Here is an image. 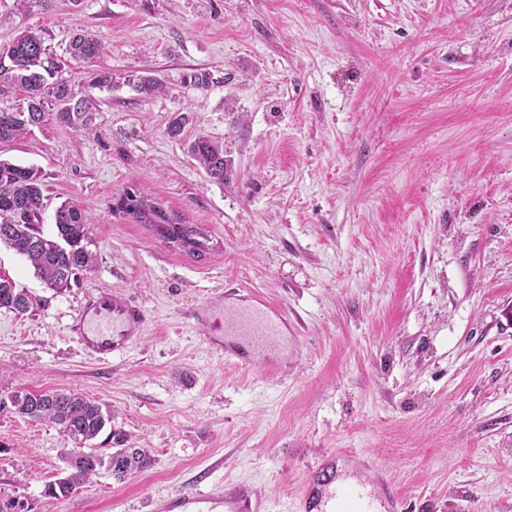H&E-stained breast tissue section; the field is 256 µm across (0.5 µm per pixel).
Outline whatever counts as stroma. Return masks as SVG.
Segmentation results:
<instances>
[{"label":"stroma","mask_w":512,"mask_h":512,"mask_svg":"<svg viewBox=\"0 0 512 512\" xmlns=\"http://www.w3.org/2000/svg\"><path fill=\"white\" fill-rule=\"evenodd\" d=\"M0 47L43 31L105 46L99 68L164 92L93 89L84 135L47 118L0 157L39 169L42 230L64 201L96 262L57 293L0 247V276L41 301L0 309V398L98 400L151 467L49 500L58 427L0 412V499L31 512H154L231 483L292 512L308 465L391 487L398 512H512V0H0ZM210 73L206 88L182 83ZM187 122L182 138L167 127ZM223 142L210 181L184 147ZM209 238L184 255L112 209L129 185ZM140 302L143 337L101 364L68 325L88 295ZM286 319L287 347L242 367L185 316L216 291Z\"/></svg>","instance_id":"stroma-1"}]
</instances>
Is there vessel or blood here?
<instances>
[{
    "label": "vessel or blood",
    "instance_id": "obj_1",
    "mask_svg": "<svg viewBox=\"0 0 512 512\" xmlns=\"http://www.w3.org/2000/svg\"><path fill=\"white\" fill-rule=\"evenodd\" d=\"M187 317L209 345L238 364L249 366L254 350L279 346L283 340L284 320L265 303H250L225 309L223 294L190 308ZM148 323L146 310L135 300L105 291L90 298L73 317L69 329L82 349L100 362L123 353L140 340ZM322 512H372L371 496L358 485L322 484L318 491ZM162 512H258L242 490L225 489L216 494L203 486L187 494L165 500Z\"/></svg>",
    "mask_w": 512,
    "mask_h": 512
}]
</instances>
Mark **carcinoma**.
Here are the masks:
<instances>
[{
    "label": "carcinoma",
    "instance_id": "carcinoma-1",
    "mask_svg": "<svg viewBox=\"0 0 512 512\" xmlns=\"http://www.w3.org/2000/svg\"><path fill=\"white\" fill-rule=\"evenodd\" d=\"M67 53L91 67L104 48L94 35L81 33L72 38ZM63 67L61 59L45 45L44 37L30 30L19 31L0 50V143L27 135L41 125L49 110L54 111L57 123L90 133L98 107V101L89 94L92 88L126 84L150 97L165 87V81L151 73L122 75L98 69L88 72V82L80 86L63 76ZM187 151L211 181L224 183L228 160L224 159L223 144L199 135L188 143ZM44 188L38 169L0 158V245L26 257L45 285L59 292L94 263V255L85 246L90 224L78 203L65 201L55 211V236H45L40 224ZM114 208L190 256L198 258L206 249L204 236L195 227L170 220L161 207L148 203L132 187L115 199ZM33 307L34 301L25 290L0 278L1 309L24 313ZM13 407L15 413L34 422L59 426L65 439L82 449L80 453H66L68 474L44 488L50 499L79 491L102 469L122 482L152 464L147 450L125 447L126 433L112 427L111 410L97 400L71 391H32L23 398L15 397ZM105 431L113 444L108 450L94 444Z\"/></svg>",
    "mask_w": 512,
    "mask_h": 512
}]
</instances>
